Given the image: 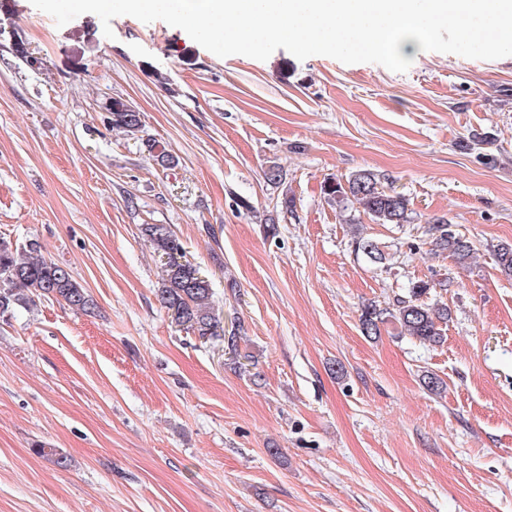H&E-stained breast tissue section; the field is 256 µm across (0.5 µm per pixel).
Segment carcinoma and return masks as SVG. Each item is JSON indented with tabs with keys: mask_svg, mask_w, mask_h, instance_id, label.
Wrapping results in <instances>:
<instances>
[{
	"mask_svg": "<svg viewBox=\"0 0 512 512\" xmlns=\"http://www.w3.org/2000/svg\"><path fill=\"white\" fill-rule=\"evenodd\" d=\"M108 122L112 128L135 136L142 132L140 113L121 98H114L105 105ZM327 202L342 209H355L369 215L376 224H409L412 211L408 199L396 191L379 185L376 176L368 170H359L345 181L329 178L321 186ZM142 233L165 262V278L159 289V302L167 310L175 309L186 328L195 335L214 336L219 328V318L212 311V289L199 269L185 259L179 238L168 224H144ZM437 250L460 266H467L472 258V246L454 225L437 219L428 228ZM355 250L374 263L387 260L379 244L369 238H359ZM495 258L499 272L512 277V244L497 246ZM436 283L420 279L408 288L407 296L396 299L395 307H381L369 303L361 310L360 329L368 338L381 335L388 323H396L400 334L422 344L437 345L444 341V327L448 323V306L427 302ZM53 298L68 307L90 313L96 304L86 288L70 272L52 259L43 256L35 243L29 244L28 254L21 255L0 241V317L12 314L18 306L35 304L37 298ZM34 452L53 459L60 468L69 466L68 456L59 448L45 444L34 445Z\"/></svg>",
	"mask_w": 512,
	"mask_h": 512,
	"instance_id": "cac0c4a2",
	"label": "carcinoma"
}]
</instances>
